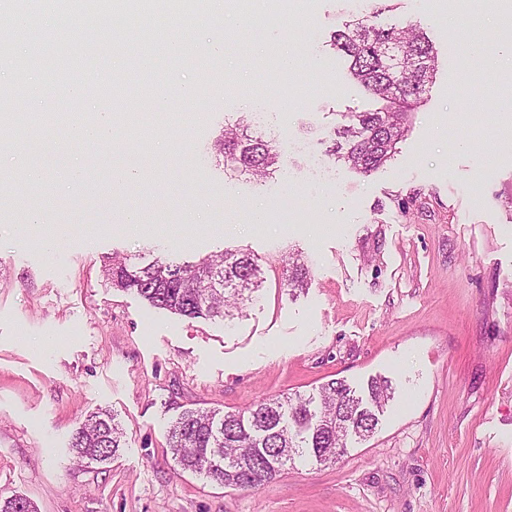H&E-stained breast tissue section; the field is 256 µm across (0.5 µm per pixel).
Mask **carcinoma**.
I'll list each match as a JSON object with an SVG mask.
<instances>
[{"label": "carcinoma", "mask_w": 512, "mask_h": 512, "mask_svg": "<svg viewBox=\"0 0 512 512\" xmlns=\"http://www.w3.org/2000/svg\"><path fill=\"white\" fill-rule=\"evenodd\" d=\"M331 46L348 62L351 76L383 101L372 112H352L335 134L331 154L360 173L384 166L408 131L410 114L423 102L437 69V51L415 22L375 24L368 16L344 23L331 35ZM40 51L17 65V85L33 68L49 63ZM64 79L77 60L60 51L51 61ZM217 150L233 170L253 177L270 174L278 164L272 142L242 121L224 130ZM261 269L251 254L224 252L195 263L156 260L145 266L114 259L105 268L112 287L133 290L152 306L186 318L224 317L244 296L259 290ZM308 270L288 264L285 286L305 288ZM361 397L342 379L319 387L318 395L268 399L237 412L185 409L172 422L168 447L175 464L232 489H252L276 479L283 467L305 457L319 465L344 455L352 438L370 437L392 398L389 381L373 377ZM120 432L107 412L94 413L77 428L71 443L80 461L102 463L121 448ZM0 512H36L31 501L15 496L0 503Z\"/></svg>", "instance_id": "cac0c4a2"}]
</instances>
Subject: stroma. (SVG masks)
Instances as JSON below:
<instances>
[{
    "instance_id": "obj_1",
    "label": "stroma",
    "mask_w": 512,
    "mask_h": 512,
    "mask_svg": "<svg viewBox=\"0 0 512 512\" xmlns=\"http://www.w3.org/2000/svg\"><path fill=\"white\" fill-rule=\"evenodd\" d=\"M189 3L191 19L168 28L189 62L159 53L153 70L156 85L176 71L198 91L158 116L134 79L153 37L144 18L130 16L116 36L102 16L92 53L89 24L64 27L21 0L35 37L81 45L84 79H122L128 96L115 145L74 140L65 156L53 144L99 98L61 95L45 66L34 75L50 108L9 106L69 233L50 250L48 226L0 222V501L23 496L38 512H512V49L496 0L469 22L456 0H368L380 22H420L439 64L397 153L367 174L327 153L346 113L379 106L330 44L352 0H273L271 26L250 22L247 0H227L220 15ZM461 33L484 46L468 74L449 48ZM269 46L290 51L294 68L280 69ZM260 109L274 116L281 162L258 180L233 175L214 145ZM135 116L156 129L136 148L126 129ZM91 157L96 190L68 185L66 159ZM318 160L330 179L317 177ZM120 165L140 173L139 186L113 185ZM141 199L149 229L136 237L122 207ZM274 203L296 223H252ZM239 249L257 258L263 284L223 320L152 307L104 275L116 254L145 265ZM296 254L311 281L294 292L283 281ZM376 375L395 397L374 435L335 463L299 462L240 490L171 459L183 409L238 411ZM98 410L115 415L122 446L108 462H77L72 435Z\"/></svg>"
}]
</instances>
